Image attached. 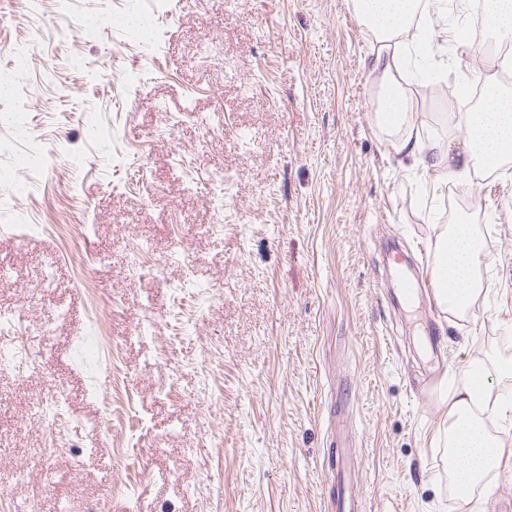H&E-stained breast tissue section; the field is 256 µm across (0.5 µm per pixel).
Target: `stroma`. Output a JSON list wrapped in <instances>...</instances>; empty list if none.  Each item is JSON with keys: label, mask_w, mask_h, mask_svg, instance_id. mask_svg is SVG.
I'll return each mask as SVG.
<instances>
[{"label": "stroma", "mask_w": 512, "mask_h": 512, "mask_svg": "<svg viewBox=\"0 0 512 512\" xmlns=\"http://www.w3.org/2000/svg\"><path fill=\"white\" fill-rule=\"evenodd\" d=\"M472 5L440 0L429 53L457 96ZM378 47L350 0H0V310L39 356L0 359V512H331L343 446L369 512H468L444 432L460 372L512 359V161L396 154ZM404 87L423 138L464 142ZM461 219L485 297L395 302L387 247L431 283ZM61 387L78 454L44 450Z\"/></svg>", "instance_id": "1"}]
</instances>
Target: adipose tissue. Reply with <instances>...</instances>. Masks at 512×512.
<instances>
[{
	"instance_id": "obj_1",
	"label": "adipose tissue",
	"mask_w": 512,
	"mask_h": 512,
	"mask_svg": "<svg viewBox=\"0 0 512 512\" xmlns=\"http://www.w3.org/2000/svg\"><path fill=\"white\" fill-rule=\"evenodd\" d=\"M360 22L380 44L368 63L380 79L378 121L397 134L396 150L425 168L444 169L457 161L462 171L498 167L512 158V91L491 87L484 102L466 113L468 137L460 152L447 142L423 141L408 121L409 100L404 91L402 62L407 44L405 30L421 12V0H352ZM487 243L474 225L450 224L438 228L435 238V282L444 311L465 317L486 288L479 273ZM512 378V361L472 363L464 370L448 407V468L464 502H471L476 487L489 485L504 461L503 440L487 422L499 412L487 388L494 379Z\"/></svg>"
}]
</instances>
